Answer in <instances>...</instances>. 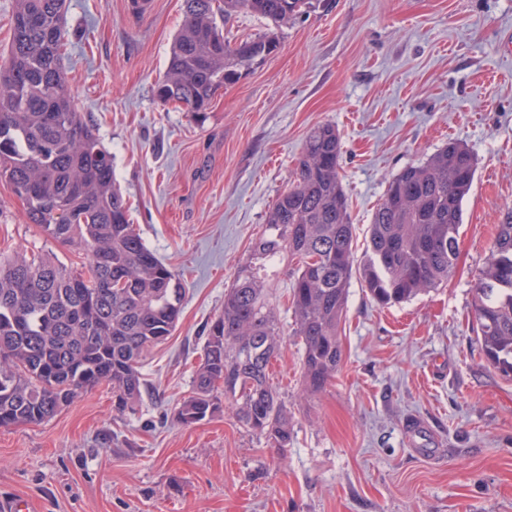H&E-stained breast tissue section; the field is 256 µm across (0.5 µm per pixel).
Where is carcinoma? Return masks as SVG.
Here are the masks:
<instances>
[{"mask_svg": "<svg viewBox=\"0 0 512 512\" xmlns=\"http://www.w3.org/2000/svg\"><path fill=\"white\" fill-rule=\"evenodd\" d=\"M65 2L14 0L10 62L0 67V184L24 200L30 223L47 238L85 255L87 273L49 256L0 259V428L48 421L102 383L112 386L116 411L135 410L144 390L141 363L172 335L182 312L179 276L130 223L112 154L72 105L62 68ZM184 3L182 28L154 95L200 116L238 76L240 53L257 61L278 47L274 31L232 43L220 22L248 10L279 27L307 0ZM341 153L331 124L306 136L250 261L224 292L191 392L175 408L180 424L231 406L270 447H288V408L269 377L282 338L273 293L260 274L266 262H296L291 308L306 394L322 391L342 362L339 333L354 276L382 307L408 302L452 276L462 204L477 170L473 154L450 141L390 179L358 261ZM471 307L485 362L511 378V206L496 226Z\"/></svg>", "mask_w": 512, "mask_h": 512, "instance_id": "cac0c4a2", "label": "carcinoma"}]
</instances>
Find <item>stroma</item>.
Listing matches in <instances>:
<instances>
[{
    "label": "stroma",
    "mask_w": 512,
    "mask_h": 512,
    "mask_svg": "<svg viewBox=\"0 0 512 512\" xmlns=\"http://www.w3.org/2000/svg\"><path fill=\"white\" fill-rule=\"evenodd\" d=\"M67 0L65 77L111 152L146 245L180 277L183 310L141 374L133 413L101 384L51 420L0 428V497L35 512H512V380L488 366L471 288L512 206V0H311L280 45L240 69L204 118L162 105L183 0ZM335 126L356 256L388 181L448 142L477 160L447 283L382 308L349 289L343 360L300 398L291 281L270 286L284 336L270 381L291 417L285 450L233 408L196 425L175 407L224 292L287 188L308 132ZM82 255L30 224L0 186V254Z\"/></svg>",
    "instance_id": "stroma-1"
}]
</instances>
